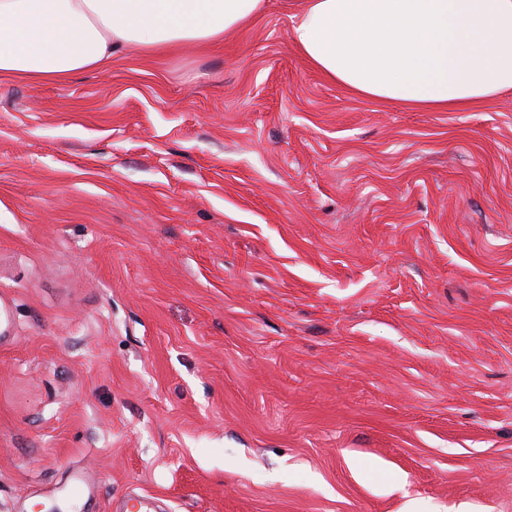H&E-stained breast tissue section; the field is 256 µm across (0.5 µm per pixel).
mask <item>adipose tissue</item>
Listing matches in <instances>:
<instances>
[{
    "mask_svg": "<svg viewBox=\"0 0 512 512\" xmlns=\"http://www.w3.org/2000/svg\"><path fill=\"white\" fill-rule=\"evenodd\" d=\"M263 0H0V78L64 82L131 47L208 46ZM331 82L448 110L512 90V0H304L291 31Z\"/></svg>",
    "mask_w": 512,
    "mask_h": 512,
    "instance_id": "1",
    "label": "adipose tissue"
}]
</instances>
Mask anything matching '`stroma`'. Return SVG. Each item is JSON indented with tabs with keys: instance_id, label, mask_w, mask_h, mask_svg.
Returning a JSON list of instances; mask_svg holds the SVG:
<instances>
[{
	"instance_id": "1",
	"label": "stroma",
	"mask_w": 512,
	"mask_h": 512,
	"mask_svg": "<svg viewBox=\"0 0 512 512\" xmlns=\"http://www.w3.org/2000/svg\"><path fill=\"white\" fill-rule=\"evenodd\" d=\"M217 46L0 80V512H512V91Z\"/></svg>"
}]
</instances>
